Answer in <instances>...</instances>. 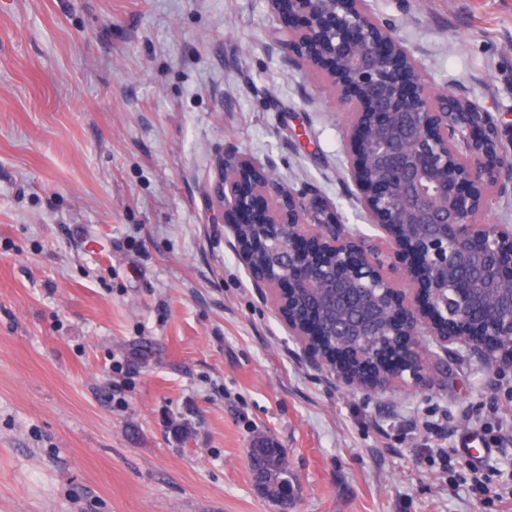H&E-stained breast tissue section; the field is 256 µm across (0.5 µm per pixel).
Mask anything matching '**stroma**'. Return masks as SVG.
I'll return each mask as SVG.
<instances>
[{
	"label": "stroma",
	"mask_w": 512,
	"mask_h": 512,
	"mask_svg": "<svg viewBox=\"0 0 512 512\" xmlns=\"http://www.w3.org/2000/svg\"><path fill=\"white\" fill-rule=\"evenodd\" d=\"M512 153V0H369ZM267 0H0V512H506L512 368L426 353L376 393L316 369L228 242L207 186L233 148L376 229L345 116L273 38ZM486 491L442 460L471 434ZM250 468L256 485L267 498L274 502H278L285 488L292 485L293 479L288 471L285 449L279 448L266 437L254 441L250 450ZM292 490L288 489L280 501L284 504L285 512H288Z\"/></svg>",
	"instance_id": "35a3bbf8"
}]
</instances>
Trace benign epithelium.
Returning <instances> with one entry per match:
<instances>
[{"instance_id":"1","label":"benign epithelium","mask_w":512,"mask_h":512,"mask_svg":"<svg viewBox=\"0 0 512 512\" xmlns=\"http://www.w3.org/2000/svg\"><path fill=\"white\" fill-rule=\"evenodd\" d=\"M268 2L277 43L347 114L346 176L381 236L367 242L335 203L226 152L208 193L254 287L309 362L352 390L420 379L424 341L512 367V224L480 219L502 174L512 178L498 122L432 92L367 0Z\"/></svg>"}]
</instances>
